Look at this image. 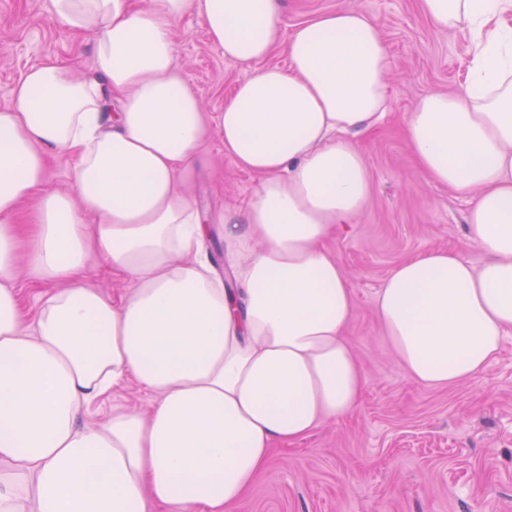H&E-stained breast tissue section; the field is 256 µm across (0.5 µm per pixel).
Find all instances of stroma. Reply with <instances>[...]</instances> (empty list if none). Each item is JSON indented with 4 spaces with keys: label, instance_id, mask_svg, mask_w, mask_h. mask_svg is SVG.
I'll use <instances>...</instances> for the list:
<instances>
[{
    "label": "stroma",
    "instance_id": "35a3bbf8",
    "mask_svg": "<svg viewBox=\"0 0 512 512\" xmlns=\"http://www.w3.org/2000/svg\"><path fill=\"white\" fill-rule=\"evenodd\" d=\"M355 5L380 22L393 69L384 119L360 147L373 187L363 212L329 245L349 276L355 310L347 339L367 377L356 412L318 428L292 447H276L267 468L233 512H512V335L479 377L441 389L405 374L374 316L376 294L401 260L445 249L480 265L484 254L466 235L467 197L431 183L402 138L422 95L462 91L470 43L462 30L435 29L417 0H282L284 30ZM49 0H0V109L23 73L46 56L88 72L92 44L51 19ZM176 63L208 111L218 112L247 68L225 60L197 16L175 30ZM188 193L201 209L233 210L257 179L224 157L218 139L201 148ZM154 402L136 383L91 406L101 423L113 407L143 412Z\"/></svg>",
    "mask_w": 512,
    "mask_h": 512
}]
</instances>
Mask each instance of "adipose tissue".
Listing matches in <instances>:
<instances>
[{"label": "adipose tissue", "instance_id": "ef3b65f1", "mask_svg": "<svg viewBox=\"0 0 512 512\" xmlns=\"http://www.w3.org/2000/svg\"><path fill=\"white\" fill-rule=\"evenodd\" d=\"M471 44L465 88L432 91L403 135L432 182L469 197L474 266L442 249L397 264L375 316L410 379H473L512 334V0H418ZM92 34L75 77L50 55L0 110V512H229L271 460L353 414L367 378L346 332L349 278L328 245L365 208L358 146L385 115L392 59L354 6L284 32L281 0H51ZM196 13L246 66L210 114L175 64L174 27ZM286 46L288 68L266 65ZM257 177L239 209L202 214L180 189L201 148ZM71 159L68 193L48 160ZM224 232L225 274L202 240ZM129 276L113 299L87 284L91 256ZM46 285L33 321L20 273ZM136 381L149 412L88 408Z\"/></svg>", "mask_w": 512, "mask_h": 512}]
</instances>
